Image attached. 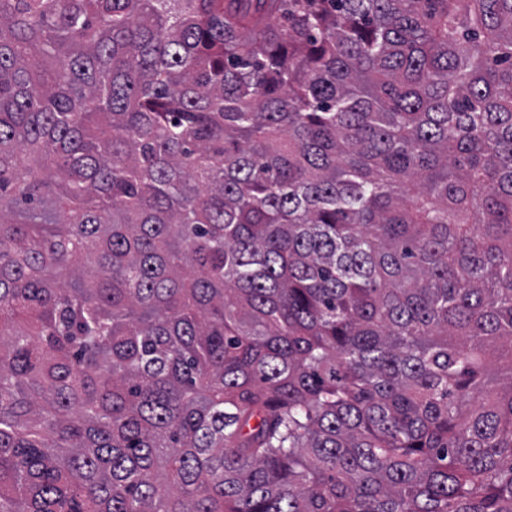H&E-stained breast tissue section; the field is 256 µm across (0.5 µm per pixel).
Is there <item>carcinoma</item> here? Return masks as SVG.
<instances>
[{"label":"carcinoma","instance_id":"1","mask_svg":"<svg viewBox=\"0 0 512 512\" xmlns=\"http://www.w3.org/2000/svg\"><path fill=\"white\" fill-rule=\"evenodd\" d=\"M0 512H512V0H0Z\"/></svg>","mask_w":512,"mask_h":512}]
</instances>
